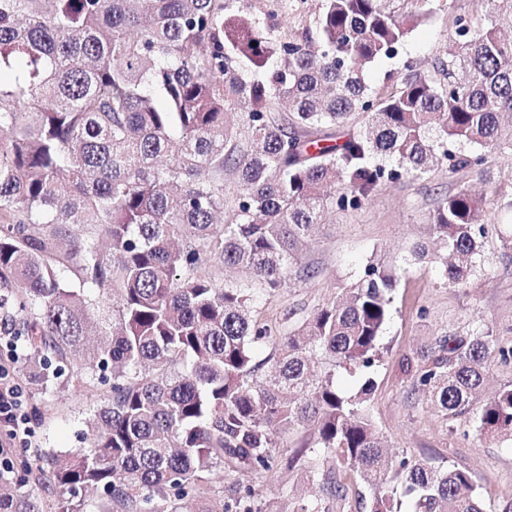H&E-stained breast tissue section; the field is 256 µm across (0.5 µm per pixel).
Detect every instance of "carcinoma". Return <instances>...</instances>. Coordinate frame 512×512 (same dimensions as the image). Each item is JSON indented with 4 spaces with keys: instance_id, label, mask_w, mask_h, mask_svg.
<instances>
[{
    "instance_id": "1",
    "label": "carcinoma",
    "mask_w": 512,
    "mask_h": 512,
    "mask_svg": "<svg viewBox=\"0 0 512 512\" xmlns=\"http://www.w3.org/2000/svg\"><path fill=\"white\" fill-rule=\"evenodd\" d=\"M305 2L0 0V325L37 337L38 385L77 353V379L112 378L89 446L22 467L28 490L0 495V512H89V489L102 495L95 512H260L249 496L207 498L201 483L271 470L277 435L308 422L369 490L366 512H404L405 499L410 512H485L470 470L389 458L364 407L395 265L371 260L286 336L214 269L274 290L314 227L386 178L478 169L494 182L487 155L512 156V0H495V19L456 16L432 71L408 60L374 88L365 68L395 56L439 0H317L309 17ZM491 207L512 210V193L464 184L438 201L439 249L418 256L448 284L475 274ZM104 290L120 304L101 331ZM496 356L511 361L512 346L479 323L439 340L416 382L452 422L471 413ZM319 360L330 369L315 372ZM338 369L360 374L355 395ZM475 421L512 438L511 383ZM45 484L59 496L35 491Z\"/></svg>"
}]
</instances>
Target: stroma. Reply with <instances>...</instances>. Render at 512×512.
<instances>
[{
  "label": "stroma",
  "mask_w": 512,
  "mask_h": 512,
  "mask_svg": "<svg viewBox=\"0 0 512 512\" xmlns=\"http://www.w3.org/2000/svg\"><path fill=\"white\" fill-rule=\"evenodd\" d=\"M441 2L442 9L409 35L398 58L378 60L365 70L369 86H380L386 73L407 58L430 71L434 59L446 50L457 14L479 7L487 13L492 10L490 0ZM462 183L482 192L487 189L481 176L469 170L442 172L426 181L410 176L384 181L369 201L319 226L276 290L222 268L216 269L215 281L249 289L259 318L283 334L314 309L334 302L374 256L381 254L401 265L383 339L387 350L375 370L376 388L367 404L369 416L393 457L469 469L486 512H500L512 500V439L480 436L470 415L448 424L431 405L426 388L416 385L406 371L407 364H420L424 351L440 339L465 333L477 319L493 328L500 343L512 345V250L503 246L504 237L512 234V212L489 210L477 272L465 287L448 286L436 265L412 255L415 245L433 247L429 214L438 198ZM13 373L23 390L39 450L66 452L88 445L93 414L107 386L78 383L73 367L66 366L43 389L29 383L21 358L14 362ZM313 441L310 426L296 427L282 435L272 471H228L223 483L204 484L202 492L228 502L248 494L263 512H295L301 499L317 503L320 512H364L358 504L363 486L356 475L337 467ZM334 483L344 487V495L331 492Z\"/></svg>",
  "instance_id": "1"
}]
</instances>
